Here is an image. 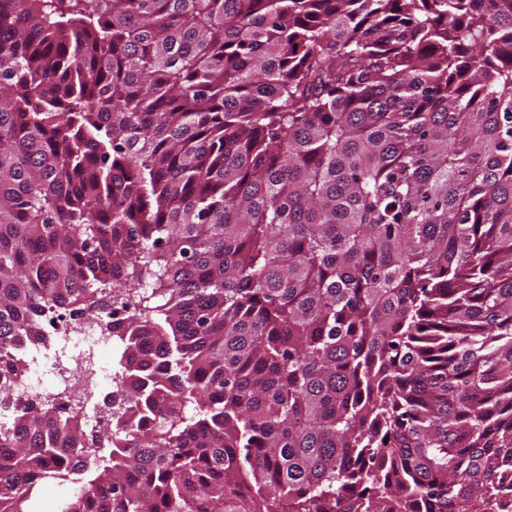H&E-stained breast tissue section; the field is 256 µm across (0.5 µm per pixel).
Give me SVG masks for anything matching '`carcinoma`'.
Returning <instances> with one entry per match:
<instances>
[{
    "label": "carcinoma",
    "mask_w": 512,
    "mask_h": 512,
    "mask_svg": "<svg viewBox=\"0 0 512 512\" xmlns=\"http://www.w3.org/2000/svg\"><path fill=\"white\" fill-rule=\"evenodd\" d=\"M495 2L0 0V374L77 312L124 405L1 383L0 512H512Z\"/></svg>",
    "instance_id": "obj_1"
}]
</instances>
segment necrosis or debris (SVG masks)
<instances>
[{
    "instance_id": "4bbe7bcc",
    "label": "necrosis or debris",
    "mask_w": 512,
    "mask_h": 512,
    "mask_svg": "<svg viewBox=\"0 0 512 512\" xmlns=\"http://www.w3.org/2000/svg\"><path fill=\"white\" fill-rule=\"evenodd\" d=\"M47 344L28 347L23 353L26 369L13 386L21 399L51 396L71 411L72 430L88 437L110 427L108 407L90 408L78 401L79 393L93 388H116L120 374L108 361L111 341L99 326L86 323L79 315L48 324Z\"/></svg>"
}]
</instances>
